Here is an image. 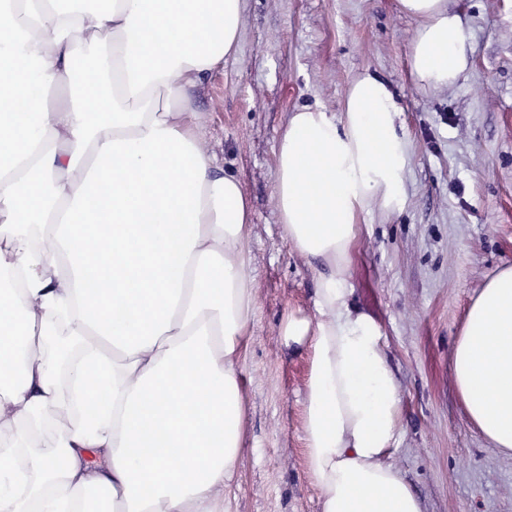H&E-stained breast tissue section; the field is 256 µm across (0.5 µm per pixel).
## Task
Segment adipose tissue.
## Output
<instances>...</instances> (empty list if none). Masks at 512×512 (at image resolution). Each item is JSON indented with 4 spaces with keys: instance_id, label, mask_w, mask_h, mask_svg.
<instances>
[{
    "instance_id": "ef3b65f1",
    "label": "adipose tissue",
    "mask_w": 512,
    "mask_h": 512,
    "mask_svg": "<svg viewBox=\"0 0 512 512\" xmlns=\"http://www.w3.org/2000/svg\"><path fill=\"white\" fill-rule=\"evenodd\" d=\"M97 15L26 0L0 10V426L64 407L45 359L46 319L73 310L112 393L95 425L68 419L13 489L0 461V512H224L241 448L239 376L253 316L245 243L251 211L199 134L192 99L237 46L242 0H108ZM418 25L409 65L425 90L454 85L471 49L455 0H398ZM104 43L102 84L74 42ZM56 84L66 100L48 105ZM25 108H16L18 98ZM389 83L364 72L342 111L291 112L274 198L294 250L318 265L311 317L283 333L312 351L304 441L321 512H423L393 463L402 399L378 322L353 304L346 261L372 208L402 204L408 139ZM105 227L89 238L83 225ZM50 248L32 251L34 237ZM468 422L512 454V266L472 302L452 351ZM97 462H89V453Z\"/></svg>"
}]
</instances>
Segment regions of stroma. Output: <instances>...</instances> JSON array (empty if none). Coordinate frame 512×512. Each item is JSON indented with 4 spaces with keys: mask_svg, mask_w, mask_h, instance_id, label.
I'll list each match as a JSON object with an SVG mask.
<instances>
[{
    "mask_svg": "<svg viewBox=\"0 0 512 512\" xmlns=\"http://www.w3.org/2000/svg\"><path fill=\"white\" fill-rule=\"evenodd\" d=\"M243 5L235 53L193 102L252 212L254 316L229 512H320L303 439L311 351L283 334L289 315L311 316L316 271L282 231L276 148L290 112L341 111L366 70L394 90L410 153L402 209L366 216L348 265L354 303L380 324L400 382L404 432L393 462L424 512H512V455L468 424L452 372L468 308L512 266V0H457L471 66L436 92L410 75L416 21L397 0Z\"/></svg>",
    "mask_w": 512,
    "mask_h": 512,
    "instance_id": "35a3bbf8",
    "label": "stroma"
}]
</instances>
